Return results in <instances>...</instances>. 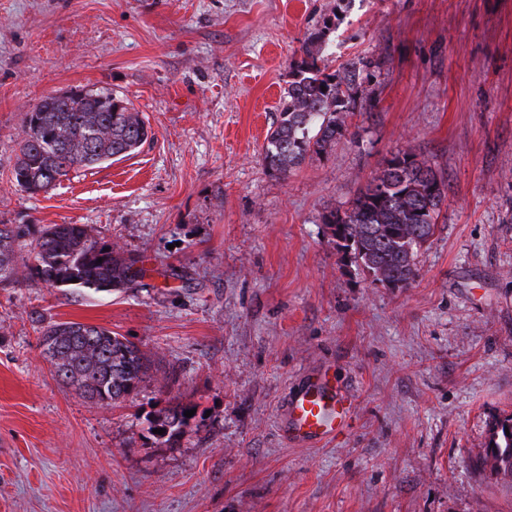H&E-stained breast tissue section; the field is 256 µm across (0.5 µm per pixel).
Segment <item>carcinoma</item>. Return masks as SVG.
I'll return each instance as SVG.
<instances>
[{"instance_id":"1","label":"carcinoma","mask_w":512,"mask_h":512,"mask_svg":"<svg viewBox=\"0 0 512 512\" xmlns=\"http://www.w3.org/2000/svg\"><path fill=\"white\" fill-rule=\"evenodd\" d=\"M335 29V19L324 20L293 63V80L264 156L267 167L283 177L336 143L362 91L356 64L333 72L323 64V44ZM148 138L139 112L109 91L48 95L26 113L12 180L31 195L46 193L73 171L135 153ZM444 197L445 185L427 161L398 152L346 208L329 212L324 222L333 229L336 245L374 280L407 288L416 277L418 250L435 233ZM23 236L21 225L0 224L1 283L16 282L27 272L49 287L110 292L139 274L133 261L121 257L114 245L99 242L84 224L46 225L25 257L17 251ZM40 342L56 377L101 406L121 403L145 369L136 345L101 326L54 322L43 329ZM184 412L175 409L150 422V429H164L172 439L188 426ZM490 442L483 462L512 476V417L495 424Z\"/></svg>"}]
</instances>
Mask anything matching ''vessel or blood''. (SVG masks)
Here are the masks:
<instances>
[{"instance_id":"1","label":"vessel or blood","mask_w":512,"mask_h":512,"mask_svg":"<svg viewBox=\"0 0 512 512\" xmlns=\"http://www.w3.org/2000/svg\"><path fill=\"white\" fill-rule=\"evenodd\" d=\"M349 410L346 399L326 376H314L290 396L284 435L314 443L333 438L343 429Z\"/></svg>"}]
</instances>
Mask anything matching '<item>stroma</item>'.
<instances>
[{
  "mask_svg": "<svg viewBox=\"0 0 512 512\" xmlns=\"http://www.w3.org/2000/svg\"><path fill=\"white\" fill-rule=\"evenodd\" d=\"M334 13L324 62H364L366 91L283 177L267 135ZM78 89L127 98L154 137L28 194L25 114ZM400 151L446 194L401 289L324 222ZM0 224H85L144 270L99 293L0 284V512H512V477L478 464L512 415V0H0ZM55 321L146 353L124 402L54 377ZM322 372L345 429L285 440L290 394ZM178 405L184 432H151Z\"/></svg>",
  "mask_w": 512,
  "mask_h": 512,
  "instance_id": "stroma-1",
  "label": "stroma"
}]
</instances>
